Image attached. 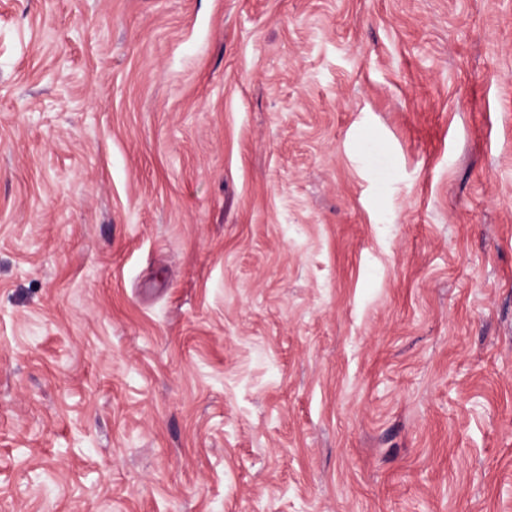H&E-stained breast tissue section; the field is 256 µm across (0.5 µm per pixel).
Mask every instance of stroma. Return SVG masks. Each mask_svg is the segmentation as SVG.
Here are the masks:
<instances>
[{
	"instance_id": "obj_1",
	"label": "stroma",
	"mask_w": 512,
	"mask_h": 512,
	"mask_svg": "<svg viewBox=\"0 0 512 512\" xmlns=\"http://www.w3.org/2000/svg\"><path fill=\"white\" fill-rule=\"evenodd\" d=\"M0 512H512V0H0Z\"/></svg>"
}]
</instances>
